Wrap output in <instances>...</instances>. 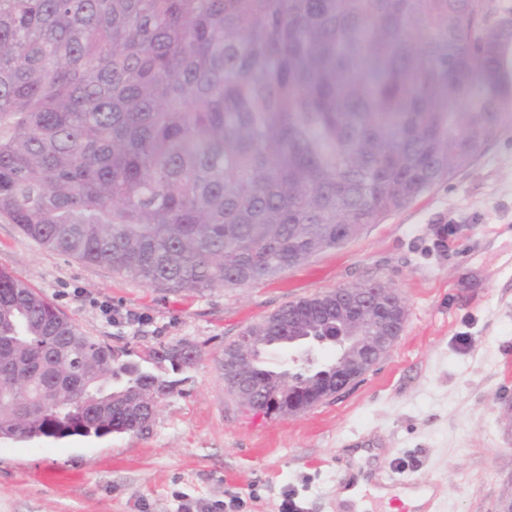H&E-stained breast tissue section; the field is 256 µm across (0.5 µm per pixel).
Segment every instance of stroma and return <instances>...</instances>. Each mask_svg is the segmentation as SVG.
Returning <instances> with one entry per match:
<instances>
[{"mask_svg":"<svg viewBox=\"0 0 512 512\" xmlns=\"http://www.w3.org/2000/svg\"><path fill=\"white\" fill-rule=\"evenodd\" d=\"M0 269L81 331L143 353L199 351L146 435L0 441V512H177L236 495L241 512H336L353 443L400 482L432 487L431 512L512 502V121L477 162L341 248L234 288L171 292L45 249L0 219ZM364 282L395 288L406 323L338 394L288 416L247 411L224 386L225 344L287 303ZM141 316L116 324L101 303Z\"/></svg>","mask_w":512,"mask_h":512,"instance_id":"stroma-1","label":"stroma"}]
</instances>
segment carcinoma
<instances>
[{
    "label": "carcinoma",
    "instance_id": "carcinoma-1",
    "mask_svg": "<svg viewBox=\"0 0 512 512\" xmlns=\"http://www.w3.org/2000/svg\"><path fill=\"white\" fill-rule=\"evenodd\" d=\"M502 0H0V217L172 291L272 277L470 168L512 112ZM290 302L269 337L336 332ZM343 350L288 368L324 385ZM191 344L134 357L0 270V439L135 434Z\"/></svg>",
    "mask_w": 512,
    "mask_h": 512
}]
</instances>
